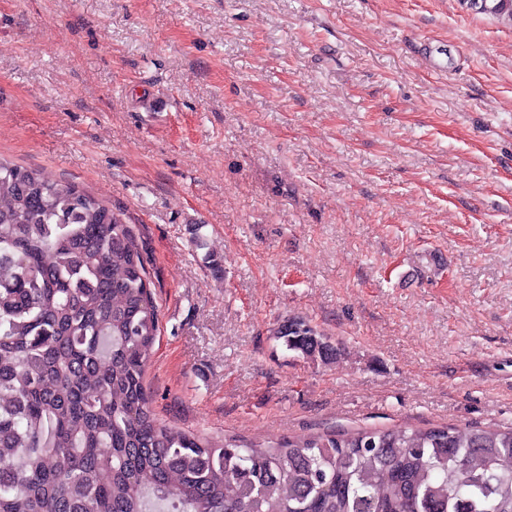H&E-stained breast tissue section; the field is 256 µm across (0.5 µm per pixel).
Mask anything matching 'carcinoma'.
Segmentation results:
<instances>
[{"label":"carcinoma","mask_w":512,"mask_h":512,"mask_svg":"<svg viewBox=\"0 0 512 512\" xmlns=\"http://www.w3.org/2000/svg\"><path fill=\"white\" fill-rule=\"evenodd\" d=\"M474 7L512 22V0ZM154 288L123 211L0 159V512H512V427L246 441L160 422ZM275 336L342 352L303 317Z\"/></svg>","instance_id":"obj_1"}]
</instances>
